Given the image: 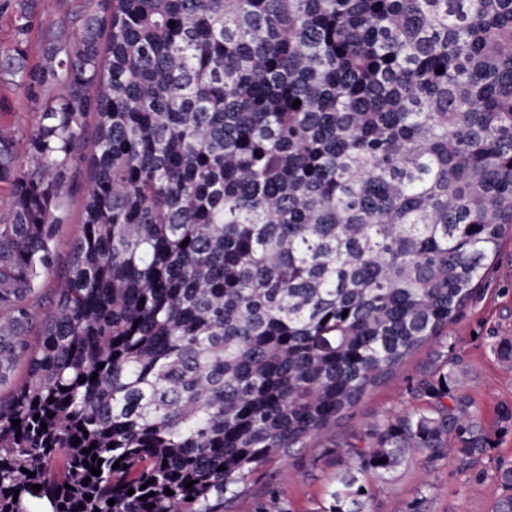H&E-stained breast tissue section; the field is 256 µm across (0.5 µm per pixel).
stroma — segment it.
<instances>
[{
    "label": "stroma",
    "instance_id": "stroma-1",
    "mask_svg": "<svg viewBox=\"0 0 512 512\" xmlns=\"http://www.w3.org/2000/svg\"><path fill=\"white\" fill-rule=\"evenodd\" d=\"M30 36V52L38 54L50 24L69 17L71 34L81 24L72 17L71 0H38ZM37 121L35 106L25 89L0 86V127H12L26 139ZM85 175L74 166L67 197L69 221L62 228L56 260L40 296L48 311L55 291L68 275L70 247L82 218ZM477 296L442 336L427 342L409 357L394 376L366 395L351 414L333 425L307 447L294 449L250 480L245 493L224 512H327L329 492L336 484L345 458L344 445L368 425L427 407L428 398L412 388L426 378L449 372L458 378L455 395L470 398L490 432L493 446L475 465L441 462L431 465L413 455L409 465L380 476L366 473L363 483L373 492L371 512H491L500 489L492 480L477 479L497 460L512 461V427H499L497 408L512 405V360L500 357L501 345L512 342V237L503 240L488 262Z\"/></svg>",
    "mask_w": 512,
    "mask_h": 512
}]
</instances>
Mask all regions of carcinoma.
Listing matches in <instances>:
<instances>
[{"label":"carcinoma","instance_id":"cac0c4a2","mask_svg":"<svg viewBox=\"0 0 512 512\" xmlns=\"http://www.w3.org/2000/svg\"><path fill=\"white\" fill-rule=\"evenodd\" d=\"M81 2L32 64L34 0H0V83L39 112L25 165L0 131V390L24 372L0 512H224L456 321L512 236V0ZM77 159L82 222L32 339ZM443 383L347 445L328 512H366L359 474L410 448L487 453ZM488 477L512 512V462Z\"/></svg>","mask_w":512,"mask_h":512}]
</instances>
